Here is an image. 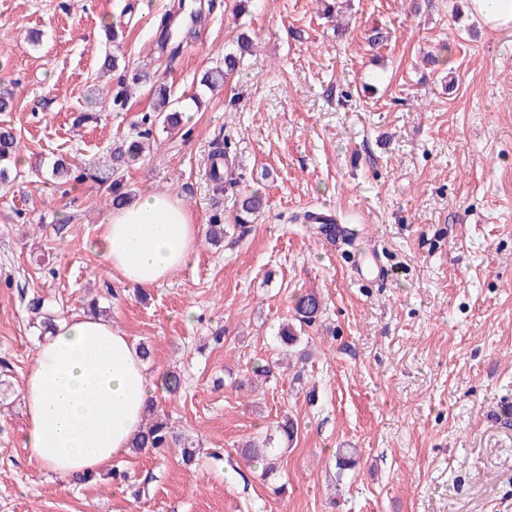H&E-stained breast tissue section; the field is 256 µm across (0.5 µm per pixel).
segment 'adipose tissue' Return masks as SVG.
<instances>
[{
  "instance_id": "1",
  "label": "adipose tissue",
  "mask_w": 512,
  "mask_h": 512,
  "mask_svg": "<svg viewBox=\"0 0 512 512\" xmlns=\"http://www.w3.org/2000/svg\"><path fill=\"white\" fill-rule=\"evenodd\" d=\"M200 232L183 201L152 194L112 210L92 250L146 290L188 264ZM157 386L111 322L84 314L57 320L24 380L29 463L62 479L106 471L129 450Z\"/></svg>"
}]
</instances>
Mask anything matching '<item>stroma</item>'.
<instances>
[{
  "label": "stroma",
  "instance_id": "35a3bbf8",
  "mask_svg": "<svg viewBox=\"0 0 512 512\" xmlns=\"http://www.w3.org/2000/svg\"><path fill=\"white\" fill-rule=\"evenodd\" d=\"M174 0H0V112L26 163L0 185V512H512V30L490 32L465 0H205L174 58L157 53ZM121 25V69L99 65ZM385 40L371 45L372 30ZM239 73L202 91L239 36ZM453 46L441 52L442 43ZM150 65L175 95H202L193 120L153 133L125 170L132 197L181 199L223 246L139 294L94 254L110 208V151L154 96L100 103L122 68ZM92 121L75 124L80 113ZM234 181L207 174L214 142ZM80 178L56 186V158ZM263 212L234 227L242 194ZM326 205L385 268L357 279L342 246L300 215ZM325 311L299 354L266 381L293 301ZM66 317L98 298L113 327L147 345L151 374L177 372L157 405L201 453H127L79 484L33 468L22 445L23 377L38 331L23 299ZM293 421V440L277 426ZM273 436L269 477L239 448ZM339 448L356 463L336 467Z\"/></svg>",
  "mask_w": 512,
  "mask_h": 512
}]
</instances>
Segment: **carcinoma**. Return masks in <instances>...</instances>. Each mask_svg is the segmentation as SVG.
Masks as SVG:
<instances>
[{
  "label": "carcinoma",
  "mask_w": 512,
  "mask_h": 512,
  "mask_svg": "<svg viewBox=\"0 0 512 512\" xmlns=\"http://www.w3.org/2000/svg\"><path fill=\"white\" fill-rule=\"evenodd\" d=\"M171 14L163 15L158 24L162 48L168 49L169 55H174L184 39L182 33L171 29ZM240 57L234 52L224 56V68H211L201 75L200 86L204 88L216 87L223 83L227 75L237 70ZM182 100L170 95L167 87L156 85V103L153 111L144 114L134 123L135 135L120 140L114 144L111 152L112 175L115 179L106 188L107 202L116 208L123 205L128 199V193L123 191V175L125 169L144 156L145 142L149 141L153 130L157 127L166 130L180 128L182 121ZM20 144L9 128L0 127V185L7 186L14 182L18 176V156ZM72 177L69 163L62 157L56 159L50 170V178L63 185ZM265 204L263 197L257 193H250L241 197L234 221L239 228L253 222ZM227 230L220 220L215 219L207 226L205 237L209 243L217 246L224 242ZM27 309L35 318L40 320V327L47 332L53 325V318L44 310V299L34 295L27 301ZM323 312V302L314 292L301 295L294 307L293 323L281 328L279 338L281 344L288 347L299 341L298 330L312 326ZM181 448V459L186 465L191 464L200 454L199 445L174 431L170 420L158 409L155 403L147 406L145 423L142 430L131 443L132 451L140 453L146 450L160 448ZM245 459L262 464L274 456L273 449L265 444L250 441L242 449Z\"/></svg>",
  "instance_id": "1"
}]
</instances>
